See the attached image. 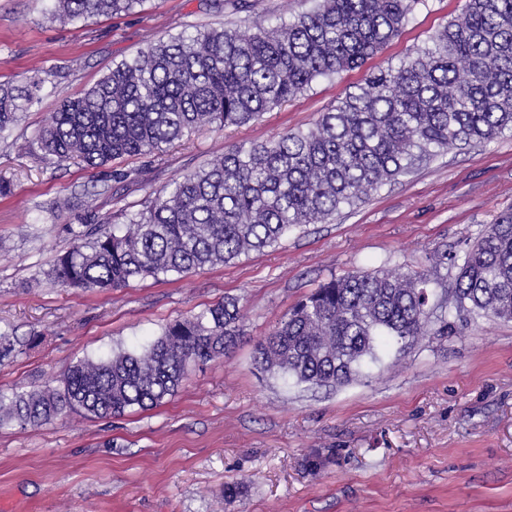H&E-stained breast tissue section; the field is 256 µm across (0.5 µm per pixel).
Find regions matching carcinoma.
Listing matches in <instances>:
<instances>
[{
    "instance_id": "1",
    "label": "carcinoma",
    "mask_w": 512,
    "mask_h": 512,
    "mask_svg": "<svg viewBox=\"0 0 512 512\" xmlns=\"http://www.w3.org/2000/svg\"><path fill=\"white\" fill-rule=\"evenodd\" d=\"M143 0H54L61 21L128 13ZM423 0H311L288 22L248 32L233 22L159 40L63 100L38 141L46 158L104 166L147 155L200 128L257 119L319 78L363 65ZM42 81L0 86V131L39 99ZM512 135V0H465L462 12L396 66L321 114L313 127L234 146L149 194L112 229L71 230L51 269L74 288L229 263L364 202L438 153ZM439 264L448 316L431 326L436 268H378L332 277L294 306L256 348L260 369L299 384L345 385L391 344L450 334L471 316L512 321V210ZM237 301L176 319L140 351L82 358L60 385L0 392V425L36 428L77 412L121 416L175 395L188 369L224 358L240 335ZM21 342L0 332V363Z\"/></svg>"
}]
</instances>
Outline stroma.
Instances as JSON below:
<instances>
[{
	"instance_id": "stroma-1",
	"label": "stroma",
	"mask_w": 512,
	"mask_h": 512,
	"mask_svg": "<svg viewBox=\"0 0 512 512\" xmlns=\"http://www.w3.org/2000/svg\"><path fill=\"white\" fill-rule=\"evenodd\" d=\"M463 6L423 0L364 67L317 80L246 125L95 168L43 158L38 134L64 98L159 39L227 20L272 26L306 0H143L128 14L69 23L51 18V0H0V84L43 82L0 138V178L11 184L0 197V329L23 342L0 365V390L58 384L78 359L141 349L170 321L229 299L243 315L231 352L191 367L161 406L0 426V512H512V322L478 317L390 348L336 388L287 382L254 362L257 343L330 277L427 267L511 209L512 136L441 153L365 203L227 265L103 290L46 277L71 229L122 223L150 192L232 145L311 126ZM230 484L238 495L228 502Z\"/></svg>"
}]
</instances>
